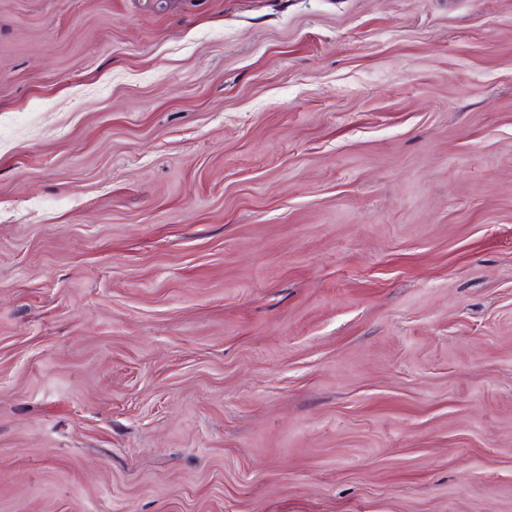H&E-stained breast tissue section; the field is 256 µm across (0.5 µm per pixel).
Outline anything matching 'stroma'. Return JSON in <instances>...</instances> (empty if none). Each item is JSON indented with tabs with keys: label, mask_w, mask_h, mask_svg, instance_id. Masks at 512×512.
<instances>
[{
	"label": "stroma",
	"mask_w": 512,
	"mask_h": 512,
	"mask_svg": "<svg viewBox=\"0 0 512 512\" xmlns=\"http://www.w3.org/2000/svg\"><path fill=\"white\" fill-rule=\"evenodd\" d=\"M0 512H512V0H0Z\"/></svg>",
	"instance_id": "1"
}]
</instances>
